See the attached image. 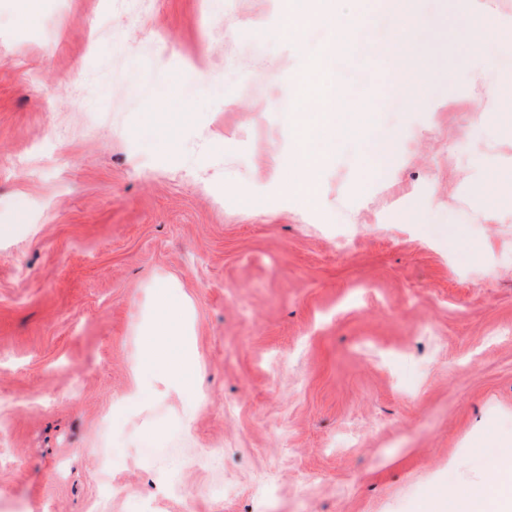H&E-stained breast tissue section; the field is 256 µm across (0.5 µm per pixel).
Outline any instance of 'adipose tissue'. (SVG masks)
I'll use <instances>...</instances> for the list:
<instances>
[{"label":"adipose tissue","instance_id":"adipose-tissue-1","mask_svg":"<svg viewBox=\"0 0 512 512\" xmlns=\"http://www.w3.org/2000/svg\"><path fill=\"white\" fill-rule=\"evenodd\" d=\"M465 29L491 44L497 64L512 70V38L503 36L491 17L474 13ZM327 80L328 68L320 60L306 61L292 74L299 106L281 116L289 134L288 152L276 158L265 187L268 195L318 205V176L330 162L337 133H351L355 120L354 113L339 111L341 97L327 92ZM311 99L317 101V111H304L303 102ZM157 305V317L149 329V365L157 370L167 394L201 396L197 352L183 335L185 310L165 289L159 291ZM483 447L497 474L494 484L448 488L419 501L414 512H512V442L487 440Z\"/></svg>","mask_w":512,"mask_h":512}]
</instances>
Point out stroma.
Masks as SVG:
<instances>
[{
    "mask_svg": "<svg viewBox=\"0 0 512 512\" xmlns=\"http://www.w3.org/2000/svg\"><path fill=\"white\" fill-rule=\"evenodd\" d=\"M402 97L377 48L273 37L277 0H0V512H413L494 481L512 437V71L418 0ZM331 54L394 172L336 142L306 208L268 180L278 105ZM499 93L488 98L489 86ZM497 177V203L475 194ZM192 306L202 400L126 397L159 286ZM115 490L102 491L103 481ZM396 73L399 74L398 82L408 100H414L427 92L429 72L420 58L411 55L402 56L396 63Z\"/></svg>",
    "mask_w": 512,
    "mask_h": 512,
    "instance_id": "stroma-1",
    "label": "stroma"
}]
</instances>
